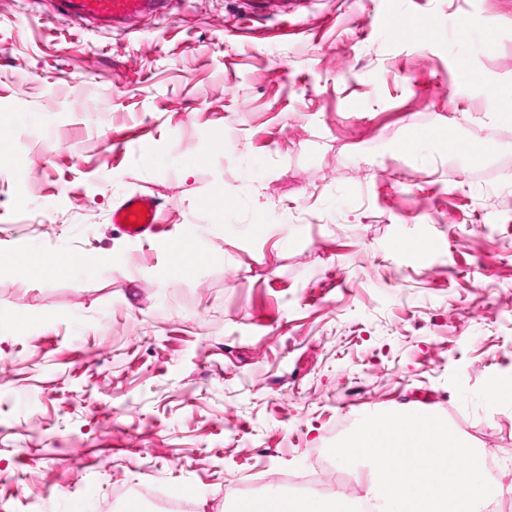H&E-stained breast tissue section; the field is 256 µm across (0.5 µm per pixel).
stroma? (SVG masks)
<instances>
[{"label":"stroma","instance_id":"35a3bbf8","mask_svg":"<svg viewBox=\"0 0 512 512\" xmlns=\"http://www.w3.org/2000/svg\"><path fill=\"white\" fill-rule=\"evenodd\" d=\"M404 11L425 29L383 28ZM489 85L512 89V0H293L253 20L183 0L130 32L0 8V129L22 143L0 166V259L87 260L0 271V512H121L116 491L143 484L229 512L313 471L359 410L417 404L494 460L512 512V399L487 400L512 382V118ZM451 135L494 147L472 164ZM136 193L164 212L146 244L110 222ZM221 195L249 233L212 222ZM184 224L206 252L189 275L168 255ZM8 269L34 279H44L43 261L34 255L13 254ZM84 265L85 260L83 257L69 252H58L48 256L46 271L51 278L57 273L70 276L83 269Z\"/></svg>","mask_w":512,"mask_h":512}]
</instances>
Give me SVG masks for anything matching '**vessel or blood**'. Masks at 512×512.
Listing matches in <instances>:
<instances>
[{
  "instance_id": "1",
  "label": "vessel or blood",
  "mask_w": 512,
  "mask_h": 512,
  "mask_svg": "<svg viewBox=\"0 0 512 512\" xmlns=\"http://www.w3.org/2000/svg\"><path fill=\"white\" fill-rule=\"evenodd\" d=\"M53 15L82 26L97 29H135L146 17H170L175 0H47ZM142 222H135V215ZM111 221L129 238L143 240L159 230L158 206L154 199L143 194L126 198L111 214ZM83 257L68 252L49 255L46 262L48 275L76 274L83 269Z\"/></svg>"
}]
</instances>
